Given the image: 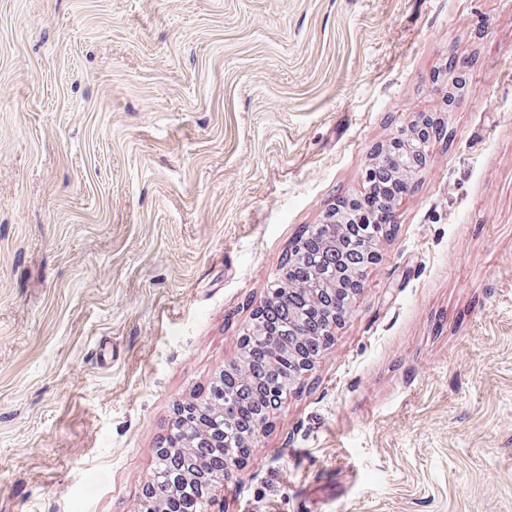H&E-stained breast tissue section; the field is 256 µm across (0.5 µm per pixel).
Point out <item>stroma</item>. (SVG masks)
Masks as SVG:
<instances>
[{
	"label": "stroma",
	"instance_id": "stroma-1",
	"mask_svg": "<svg viewBox=\"0 0 512 512\" xmlns=\"http://www.w3.org/2000/svg\"><path fill=\"white\" fill-rule=\"evenodd\" d=\"M422 113L223 512H512V0H0V512H142L176 405Z\"/></svg>",
	"mask_w": 512,
	"mask_h": 512
}]
</instances>
